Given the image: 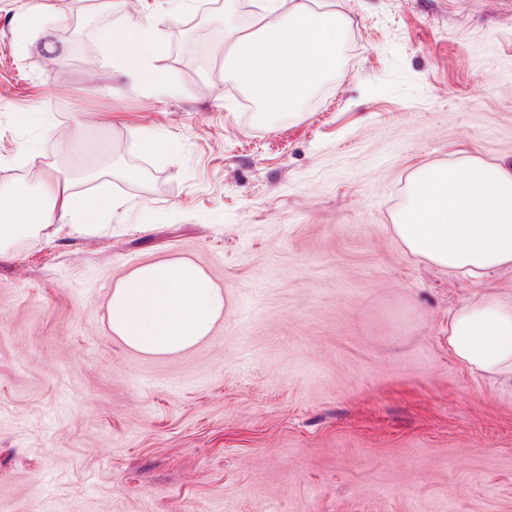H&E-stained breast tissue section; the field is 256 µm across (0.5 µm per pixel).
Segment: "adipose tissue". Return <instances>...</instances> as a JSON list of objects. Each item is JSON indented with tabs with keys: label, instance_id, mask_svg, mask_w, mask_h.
<instances>
[{
	"label": "adipose tissue",
	"instance_id": "obj_1",
	"mask_svg": "<svg viewBox=\"0 0 512 512\" xmlns=\"http://www.w3.org/2000/svg\"><path fill=\"white\" fill-rule=\"evenodd\" d=\"M254 24L251 31L226 29V61L238 85L260 94L255 119L268 123L298 109L331 71L341 19L313 11L307 0L286 13L280 0H264ZM159 39L151 24L134 40L123 27L112 28V48L131 85H156L150 60ZM121 205L98 195L73 197L66 181L55 179L9 201L12 221L0 225V246L56 223L87 229ZM393 229L408 252L441 269L473 277L512 269V165L469 157L418 168ZM110 307L111 329L127 347L165 356L209 336L224 298L200 267L173 259L131 271L113 289ZM448 349L469 370L512 383V293L481 296L451 314Z\"/></svg>",
	"mask_w": 512,
	"mask_h": 512
}]
</instances>
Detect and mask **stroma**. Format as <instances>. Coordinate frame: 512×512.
I'll use <instances>...</instances> for the list:
<instances>
[{"label":"stroma","mask_w":512,"mask_h":512,"mask_svg":"<svg viewBox=\"0 0 512 512\" xmlns=\"http://www.w3.org/2000/svg\"><path fill=\"white\" fill-rule=\"evenodd\" d=\"M29 3L0 0V190L63 173L125 206L0 256V512H512V388L448 351L449 311L512 270L439 269L393 230L420 166L512 163V0H317L346 20L336 68L270 124L224 72L260 0H59L62 69ZM149 20L176 94L130 86L101 40ZM171 258L224 315L148 357L109 301Z\"/></svg>","instance_id":"obj_1"}]
</instances>
